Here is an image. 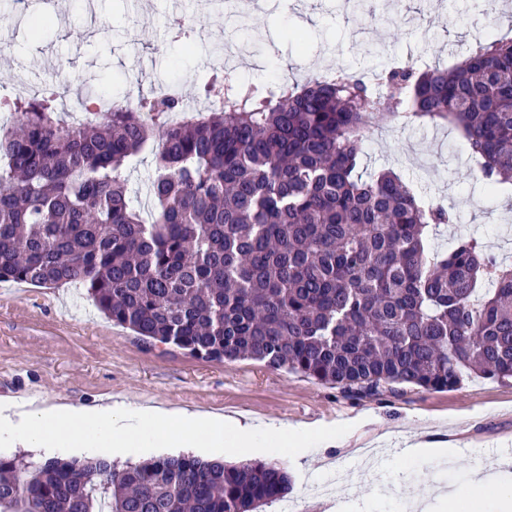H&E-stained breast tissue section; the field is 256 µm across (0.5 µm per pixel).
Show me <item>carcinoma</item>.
Instances as JSON below:
<instances>
[{
	"label": "carcinoma",
	"instance_id": "obj_1",
	"mask_svg": "<svg viewBox=\"0 0 512 512\" xmlns=\"http://www.w3.org/2000/svg\"><path fill=\"white\" fill-rule=\"evenodd\" d=\"M375 79L377 92L350 72L265 91L215 72L198 94L222 91L220 107L179 120L154 93L77 123L56 92L0 100V281L81 284L146 340L365 397L511 383L512 266L471 236L429 250L448 209L359 169L376 120L428 118L462 129L487 191L512 184V39ZM151 144L142 209L126 170ZM289 488L263 461L0 457V512H260Z\"/></svg>",
	"mask_w": 512,
	"mask_h": 512
}]
</instances>
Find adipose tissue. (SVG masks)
<instances>
[{"label":"adipose tissue","mask_w":512,"mask_h":512,"mask_svg":"<svg viewBox=\"0 0 512 512\" xmlns=\"http://www.w3.org/2000/svg\"><path fill=\"white\" fill-rule=\"evenodd\" d=\"M271 420L250 424L233 417L160 406L101 402L94 406L48 405L38 397L0 401V447L35 448L51 457L85 452L126 459L154 448H192L211 457L278 455L288 448L308 455L311 447L339 440ZM475 503L476 512H512V470L471 469L464 485L449 494Z\"/></svg>","instance_id":"adipose-tissue-1"}]
</instances>
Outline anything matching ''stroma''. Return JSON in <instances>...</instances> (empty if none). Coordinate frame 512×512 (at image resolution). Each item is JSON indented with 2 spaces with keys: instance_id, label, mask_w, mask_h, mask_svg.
<instances>
[{
  "instance_id": "1",
  "label": "stroma",
  "mask_w": 512,
  "mask_h": 512,
  "mask_svg": "<svg viewBox=\"0 0 512 512\" xmlns=\"http://www.w3.org/2000/svg\"><path fill=\"white\" fill-rule=\"evenodd\" d=\"M50 17L42 35L23 23L29 11ZM512 0H262L241 15L210 0H34L33 6L0 0V38L13 45L0 57L8 84L25 80L28 94L56 85L64 102L86 90L145 93L180 82L185 102L217 107L218 96L199 98V75L218 63L216 46L247 45L254 56L301 59L289 82L322 72H360L388 66L392 58L414 68H448L476 42L512 36ZM184 33L176 35L175 22ZM306 21L305 42L289 24ZM479 164L462 133L447 123L376 121L365 143L364 177L399 174L420 200L448 207L455 221L440 226L432 248L448 251L463 235L479 238L512 264V185L487 193L476 179ZM37 395L52 403L93 404L108 397L225 416L274 419L292 426L346 428L341 442L318 446L310 466L276 457L292 479L291 497L304 512H323L307 482L325 475L322 463L338 460L331 477L340 512H392L396 499L377 492L367 477L352 481L345 460L371 448L392 458L405 438L456 442L450 481L463 483L476 448L512 449V383L465 376L446 391L382 388L357 398L298 374L251 359L213 361L172 345L142 340L112 324L85 288H39L0 282V397Z\"/></svg>"
}]
</instances>
